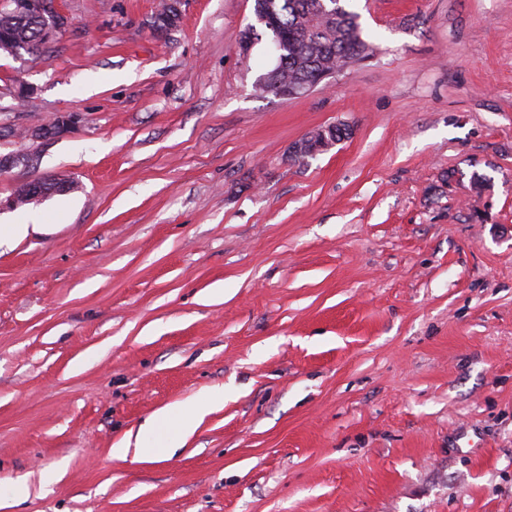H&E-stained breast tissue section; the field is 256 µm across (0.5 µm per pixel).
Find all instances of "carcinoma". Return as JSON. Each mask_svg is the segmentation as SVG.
<instances>
[{
  "label": "carcinoma",
  "mask_w": 512,
  "mask_h": 512,
  "mask_svg": "<svg viewBox=\"0 0 512 512\" xmlns=\"http://www.w3.org/2000/svg\"><path fill=\"white\" fill-rule=\"evenodd\" d=\"M256 20L269 17L272 41L282 46L277 66L266 73L269 81L310 84L317 74L340 72L375 54L362 36L359 15L345 9L340 0H254ZM42 22L36 17L0 12V54L17 49L35 59L49 56L40 46ZM288 34V40L280 35Z\"/></svg>",
  "instance_id": "obj_1"
}]
</instances>
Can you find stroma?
I'll return each instance as SVG.
<instances>
[{"label": "stroma", "mask_w": 512, "mask_h": 512, "mask_svg": "<svg viewBox=\"0 0 512 512\" xmlns=\"http://www.w3.org/2000/svg\"><path fill=\"white\" fill-rule=\"evenodd\" d=\"M165 3L0 55V198L73 185L0 212L4 512H512V0H343L376 56L288 98L254 0ZM76 117L73 115L59 116L52 125L41 126L28 133L32 139L48 141L55 139L75 125ZM50 182L51 181L46 180L44 177H34L25 181L22 184L23 192L20 195L13 194V196L5 201L0 199V212L4 209L11 210L17 208L21 203L28 204L40 201L56 191L67 192L71 189L69 183L62 182L59 179L53 181V183H56L54 188L48 189ZM214 402L209 398H202L194 401H188L169 409L163 410L156 418L157 423L170 422L172 417L178 421V427L182 439L187 440L196 430L198 424L204 416L208 414Z\"/></svg>", "instance_id": "obj_1"}]
</instances>
